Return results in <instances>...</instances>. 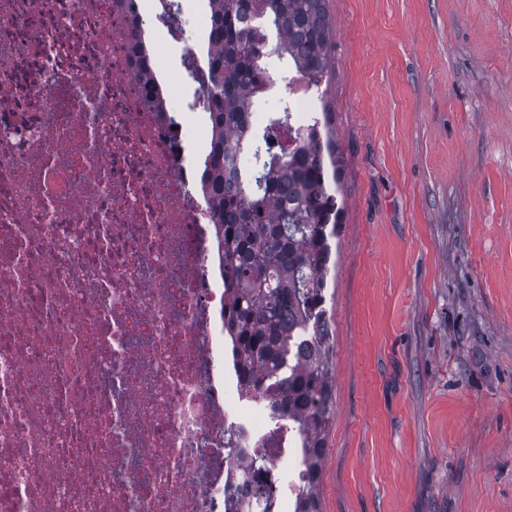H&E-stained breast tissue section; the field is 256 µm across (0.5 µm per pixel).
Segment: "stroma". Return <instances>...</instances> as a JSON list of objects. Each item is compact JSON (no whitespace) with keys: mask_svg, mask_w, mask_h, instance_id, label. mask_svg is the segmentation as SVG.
<instances>
[{"mask_svg":"<svg viewBox=\"0 0 512 512\" xmlns=\"http://www.w3.org/2000/svg\"><path fill=\"white\" fill-rule=\"evenodd\" d=\"M324 512H512V0H327ZM187 108L183 47L149 31Z\"/></svg>","mask_w":512,"mask_h":512,"instance_id":"35a3bbf8","label":"stroma"}]
</instances>
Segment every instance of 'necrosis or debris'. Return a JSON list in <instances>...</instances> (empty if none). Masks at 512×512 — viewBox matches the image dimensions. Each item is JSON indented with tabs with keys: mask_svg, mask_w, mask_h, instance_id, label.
Segmentation results:
<instances>
[{
	"mask_svg": "<svg viewBox=\"0 0 512 512\" xmlns=\"http://www.w3.org/2000/svg\"><path fill=\"white\" fill-rule=\"evenodd\" d=\"M177 0H0V512H224L302 466L224 364L204 101L143 97ZM240 464L237 463L232 454L227 456L226 472L229 475V482L224 486V496L229 503L228 512H251L250 501L239 500L236 496L233 481L235 473L239 470Z\"/></svg>",
	"mask_w": 512,
	"mask_h": 512,
	"instance_id": "obj_1",
	"label": "necrosis or debris"
}]
</instances>
